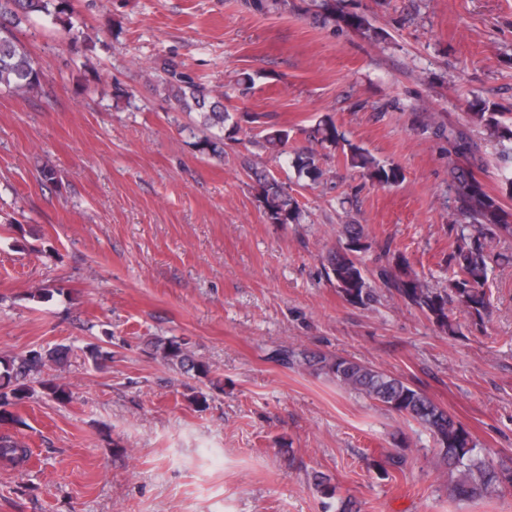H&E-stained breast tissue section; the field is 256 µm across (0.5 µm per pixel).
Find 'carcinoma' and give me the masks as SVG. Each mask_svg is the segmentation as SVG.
Masks as SVG:
<instances>
[{
    "instance_id": "cac0c4a2",
    "label": "carcinoma",
    "mask_w": 512,
    "mask_h": 512,
    "mask_svg": "<svg viewBox=\"0 0 512 512\" xmlns=\"http://www.w3.org/2000/svg\"><path fill=\"white\" fill-rule=\"evenodd\" d=\"M32 17H47L62 25L69 40L80 36L79 27L72 21L70 0H0V91L25 98L43 90L46 67L18 37L19 25ZM342 20L346 25L366 33L370 38L379 37L369 21L358 14H345L331 5L318 21L322 25ZM145 72L157 79V87L173 99L176 109L194 115L192 123L201 133L195 147L202 153L222 156L224 133H233L238 123L232 121L229 109L224 106V94L214 93L201 83L195 82L177 66L162 62L160 66H148ZM471 120L482 126L488 138L498 146L499 157L505 165L498 170L502 184L512 190V126L499 119L497 112H472ZM440 134H448L455 153L475 160V146L468 134L454 127L436 125ZM311 141L323 146H334L344 139L336 123L322 119L310 132ZM252 146L275 157L288 154V131L267 127L251 140ZM346 160L361 175L379 185L393 186L403 180L399 167L384 165L368 150L347 143ZM291 164L298 177L316 182L325 176L313 148L294 151ZM242 168L252 180L260 212L270 224H297L302 211L288 184L270 170L259 167L247 157ZM450 189L455 196L458 238L450 255L453 275L449 280L450 293H442L429 287L418 274L409 269L403 253L392 254L388 264L377 273L383 286L406 304L417 309L440 331L454 336L458 324L448 313V298H453L473 322L484 321L489 310L486 283L489 260L508 263L512 255H491V245L512 239V214L507 212L498 198L485 192L469 167L454 165L450 169ZM345 241L324 257V269L329 281L335 283L340 296L351 305L370 306L376 302L367 270L361 254L370 248L367 236L360 224L343 226ZM155 353L168 364L186 372L193 371L206 377L209 367L195 359L187 348V342L175 337L159 340ZM274 359L285 366H300L317 374L324 373L336 378L343 387L382 405L400 415L411 418L428 430L438 445L440 461L455 475L451 494L460 501H472L484 497L500 486L512 485V467L494 466L477 457L476 444L469 432L448 412L435 404L420 390L399 377L388 375L371 366L341 357L297 352L280 348L274 351ZM64 364L62 348L31 350L21 357L0 360V424H22L14 408L33 395L30 379L44 372L50 365ZM43 392L50 398L63 402L69 394L55 380L39 381ZM30 450L22 442L10 437L0 438V461L18 464L25 461Z\"/></svg>"
}]
</instances>
